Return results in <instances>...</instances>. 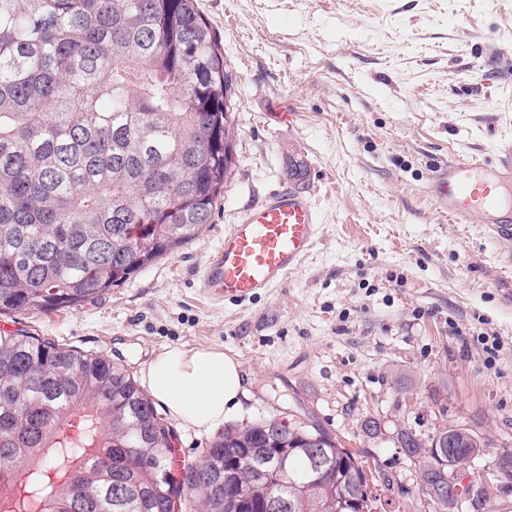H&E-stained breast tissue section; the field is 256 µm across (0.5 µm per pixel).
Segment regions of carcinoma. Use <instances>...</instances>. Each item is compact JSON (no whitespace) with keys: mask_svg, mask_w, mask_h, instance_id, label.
Segmentation results:
<instances>
[{"mask_svg":"<svg viewBox=\"0 0 512 512\" xmlns=\"http://www.w3.org/2000/svg\"><path fill=\"white\" fill-rule=\"evenodd\" d=\"M232 74L195 0H0V314L106 298L195 239L224 198ZM463 428L397 447L433 512ZM170 428L124 366L27 330L0 333V512H372L364 465L316 426L228 425L174 467ZM317 449L329 471L309 469ZM254 453L287 457L282 484ZM231 478L224 480V469ZM197 472L209 482H181Z\"/></svg>","mask_w":512,"mask_h":512,"instance_id":"obj_1","label":"carcinoma"}]
</instances>
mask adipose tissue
Listing matches in <instances>:
<instances>
[{
    "label": "adipose tissue",
    "mask_w": 512,
    "mask_h": 512,
    "mask_svg": "<svg viewBox=\"0 0 512 512\" xmlns=\"http://www.w3.org/2000/svg\"><path fill=\"white\" fill-rule=\"evenodd\" d=\"M143 380L175 422L199 432L222 424L246 394L241 363L219 349L165 350L149 364Z\"/></svg>",
    "instance_id": "ef3b65f1"
}]
</instances>
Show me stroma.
Here are the masks:
<instances>
[{"label": "stroma", "mask_w": 512, "mask_h": 512, "mask_svg": "<svg viewBox=\"0 0 512 512\" xmlns=\"http://www.w3.org/2000/svg\"><path fill=\"white\" fill-rule=\"evenodd\" d=\"M232 74L230 179L211 222L98 302L0 314L141 378L173 347L236 355L230 423L319 426L388 475L378 512H415L396 429L462 424L512 449V239L442 215L426 184L512 137V0H197ZM277 112L291 113L277 123ZM308 191L317 243L278 288L215 302L198 279L225 231L281 184ZM375 415L381 437L364 436Z\"/></svg>", "instance_id": "1"}]
</instances>
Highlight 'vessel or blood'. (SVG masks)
I'll use <instances>...</instances> for the list:
<instances>
[{"instance_id":"1","label":"vessel or blood","mask_w":512,"mask_h":512,"mask_svg":"<svg viewBox=\"0 0 512 512\" xmlns=\"http://www.w3.org/2000/svg\"><path fill=\"white\" fill-rule=\"evenodd\" d=\"M436 207L456 223L480 221L496 238H512V141L495 158L455 159L428 184ZM320 222L313 197L289 185L246 210L207 262L200 286L215 301L246 302L278 287L312 252Z\"/></svg>"}]
</instances>
